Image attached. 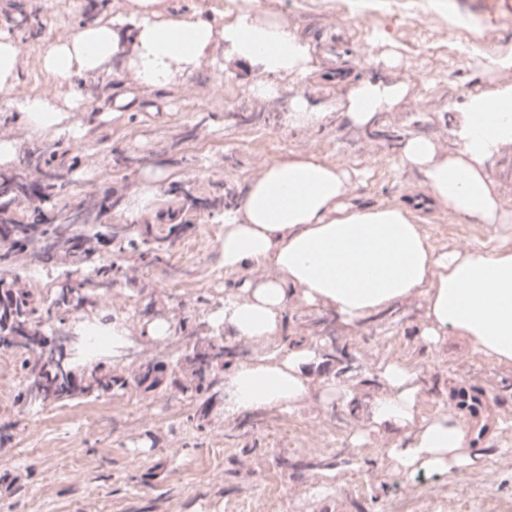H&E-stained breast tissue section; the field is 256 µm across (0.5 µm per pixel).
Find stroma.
Segmentation results:
<instances>
[{
	"instance_id": "35a3bbf8",
	"label": "stroma",
	"mask_w": 512,
	"mask_h": 512,
	"mask_svg": "<svg viewBox=\"0 0 512 512\" xmlns=\"http://www.w3.org/2000/svg\"><path fill=\"white\" fill-rule=\"evenodd\" d=\"M269 16L298 33L319 58V72L276 77L273 96L251 93L263 80L259 68L246 62L225 63L222 52L194 71L189 81L208 83L223 73L221 94L191 101L178 96L177 84L166 93L144 92L155 109L133 112L115 106L118 92H137L126 71L103 68L72 74L67 83L45 75L49 100L62 104L67 89L83 98L80 110L64 108L54 137L68 140L70 128L81 131L84 188L124 195V213L148 217L162 205L157 191L185 177L197 181L201 197L215 184L244 196L256 168L253 151L276 161L307 145L325 163L353 172L350 200L359 206H407L417 217L430 247L438 253L476 248L512 250V223L483 224L449 216L430 202L424 177L398 164L402 143L412 136L428 138L436 154L457 153L456 134L467 95L512 83V71L481 73V55L512 51V0H271ZM334 23H327V15ZM369 15L371 29L358 24ZM34 72L21 62L8 91H0V140L9 139L14 153L1 161L10 169L22 152L44 140L22 115L20 104L34 94ZM409 83L404 99L359 126L347 119L340 104L352 84L362 80ZM326 113L325 122L292 127L287 115L296 100ZM237 112H276L277 124L265 137L251 125L236 124ZM208 114L200 122V114ZM154 191L148 206L138 204L142 188ZM223 216L201 214L192 232L175 243L170 271L140 274L133 288L112 293V324L100 326L109 338L113 324L123 325L128 346L152 352L142 338L138 313L155 299L166 317L212 318L227 297L240 296L239 282L270 275L253 266L225 274L216 243L208 231L222 232ZM197 242L194 252L184 243ZM285 336L266 342L239 339L225 329L224 342L255 359L287 350L293 339L322 346L318 320L336 319V311L310 307L291 298ZM426 300L416 294L343 326L336 339L354 370L338 364L310 369L313 389L290 411L261 412L252 433L234 437L243 416H225L216 403L205 430L196 427L198 406L174 389L147 395L134 392L74 401L63 407L19 409L13 398L21 381L13 379L0 395V422L16 421L14 436L0 444V512H224L225 505L248 502L250 512H324L340 499L346 512H382L399 489L401 471L388 449L408 440L411 431L394 426L371 427V401L385 389L382 368L402 362L418 375L424 418L447 411L450 400L472 381L496 397L502 423L481 446L483 464L476 469L441 475L417 474L413 492L427 499L425 512H448L457 498L470 512H484L487 501L512 500V365L499 364L476 351L455 332L437 343L425 342ZM338 378L350 398L324 396L329 378ZM365 431L363 443L352 436Z\"/></svg>"
}]
</instances>
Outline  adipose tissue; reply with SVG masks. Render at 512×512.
<instances>
[{
  "instance_id": "obj_1",
  "label": "adipose tissue",
  "mask_w": 512,
  "mask_h": 512,
  "mask_svg": "<svg viewBox=\"0 0 512 512\" xmlns=\"http://www.w3.org/2000/svg\"><path fill=\"white\" fill-rule=\"evenodd\" d=\"M162 2L132 0L125 12L81 28L46 52L44 70L64 81L125 55L137 84L154 88L191 73L220 48L225 60L248 62L270 76L313 71L309 44L264 20L257 0H230L236 20L219 28L194 14H168ZM406 93L403 85L360 82L346 98L345 114L366 124ZM460 136L461 150L443 158L427 138L410 137L399 163L421 171L428 194L449 214L484 224L512 222V209L493 193L485 172L486 160L512 143V84L468 96ZM349 188L346 169L303 153L267 164L251 179L242 207L224 214L218 249L225 272L252 264L272 273L246 280L244 298L225 300L215 320L239 338L263 341L277 333L292 287L305 304L331 308L350 324L422 292L426 340L451 330L480 352L512 363V251L435 253L407 208L348 204ZM315 356L299 344L237 364L224 374L225 411L290 410L310 392ZM381 376L386 391L372 406L373 422L415 430L410 442L389 450L404 473L481 465V453L465 446L461 422L447 415L417 420L413 368L391 363Z\"/></svg>"
}]
</instances>
